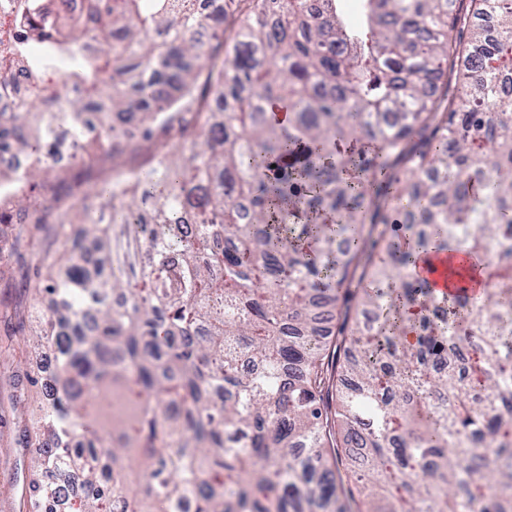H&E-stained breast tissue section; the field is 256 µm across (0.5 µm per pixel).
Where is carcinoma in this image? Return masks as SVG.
<instances>
[{
  "label": "carcinoma",
  "mask_w": 512,
  "mask_h": 512,
  "mask_svg": "<svg viewBox=\"0 0 512 512\" xmlns=\"http://www.w3.org/2000/svg\"><path fill=\"white\" fill-rule=\"evenodd\" d=\"M341 2H5L0 97L31 96L0 111L26 159L0 224L67 223L55 187L25 193L62 149L191 144L73 204L89 249L47 291L92 323L38 337L62 382L34 454L77 512L512 506V0H361L359 25ZM443 250L495 256L481 297L412 278Z\"/></svg>",
  "instance_id": "obj_1"
}]
</instances>
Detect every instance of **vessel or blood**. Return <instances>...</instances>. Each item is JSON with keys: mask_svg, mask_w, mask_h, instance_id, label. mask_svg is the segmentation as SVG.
Listing matches in <instances>:
<instances>
[{"mask_svg": "<svg viewBox=\"0 0 512 512\" xmlns=\"http://www.w3.org/2000/svg\"><path fill=\"white\" fill-rule=\"evenodd\" d=\"M472 257L462 254H437L419 264L415 275L427 282L441 297L448 298L466 292L478 295L486 281L476 275Z\"/></svg>", "mask_w": 512, "mask_h": 512, "instance_id": "obj_1", "label": "vessel or blood"}]
</instances>
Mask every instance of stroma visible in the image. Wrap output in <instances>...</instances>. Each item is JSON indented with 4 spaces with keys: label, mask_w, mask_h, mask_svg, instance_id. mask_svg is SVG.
Here are the masks:
<instances>
[{
    "label": "stroma",
    "mask_w": 512,
    "mask_h": 512,
    "mask_svg": "<svg viewBox=\"0 0 512 512\" xmlns=\"http://www.w3.org/2000/svg\"><path fill=\"white\" fill-rule=\"evenodd\" d=\"M149 151L117 157L114 164L93 159L63 172H53L61 186L60 210H68L89 185L111 178L114 171L148 166ZM11 252L0 255V512H28L21 488L30 477V455L23 448L25 436L36 433V410L43 402L46 375L42 369L44 348L34 342L41 326L34 318L38 306L48 305V276H60L50 268L64 252V236L48 224L36 233L27 225L6 228Z\"/></svg>",
    "instance_id": "35a3bbf8"
}]
</instances>
